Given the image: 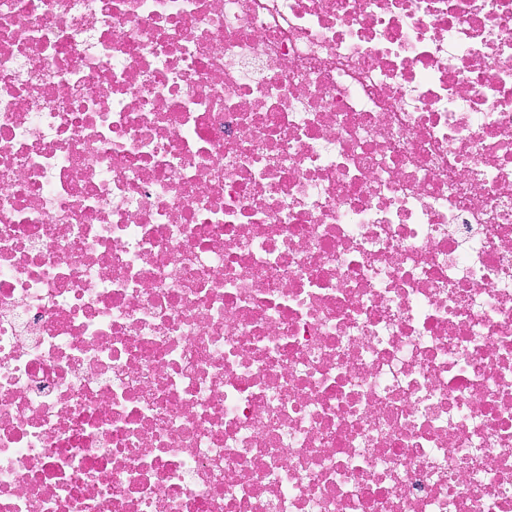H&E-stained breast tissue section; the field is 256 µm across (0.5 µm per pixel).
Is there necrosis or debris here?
<instances>
[{
	"label": "necrosis or debris",
	"mask_w": 512,
	"mask_h": 512,
	"mask_svg": "<svg viewBox=\"0 0 512 512\" xmlns=\"http://www.w3.org/2000/svg\"><path fill=\"white\" fill-rule=\"evenodd\" d=\"M0 512H512V0H0Z\"/></svg>",
	"instance_id": "1"
}]
</instances>
